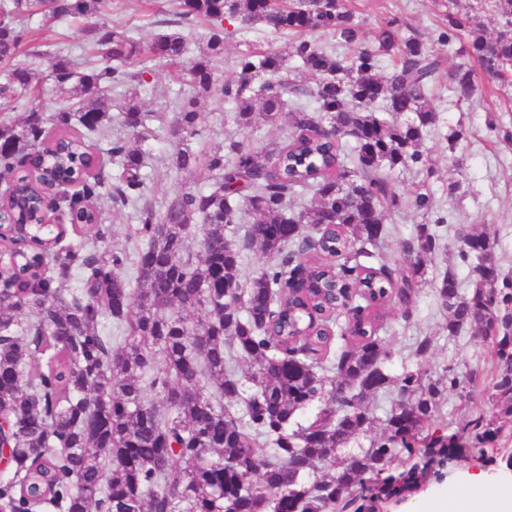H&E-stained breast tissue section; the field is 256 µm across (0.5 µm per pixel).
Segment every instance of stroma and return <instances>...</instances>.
I'll return each mask as SVG.
<instances>
[{"label":"stroma","mask_w":512,"mask_h":512,"mask_svg":"<svg viewBox=\"0 0 512 512\" xmlns=\"http://www.w3.org/2000/svg\"><path fill=\"white\" fill-rule=\"evenodd\" d=\"M363 21L365 34H373L385 18L396 16L421 36H428L440 26L448 9V0H353ZM106 18L114 26L130 30L143 42H150L163 29L172 15L168 0H153L143 7L140 0H112ZM286 36L264 27L241 30L227 38L224 54L215 58L214 68L219 78L234 75L232 59L239 51L258 48L269 52L282 49ZM146 69V83L138 95L146 110L154 112V138L144 144L146 190L156 206H164L177 193L205 187L206 182L189 175L169 171L168 163L175 149L174 140L166 133L171 118L169 100L183 93L171 67L157 60L142 62ZM440 114L438 131L430 133L426 145L430 149L435 175L431 186L440 208L452 211L458 222L476 225L489 233L493 253L504 276L512 278V144L503 140L502 131H512V86H501L496 81H482L472 100L455 104L449 96L436 100ZM201 109L206 114L202 134L194 139V149L233 138L249 145L284 144L288 140V121L276 124L261 123L253 129L238 128L233 121V107L215 99H204ZM462 131L456 144H449L446 135L450 129ZM458 182L455 196H448L449 182ZM96 205L102 222L109 229V243L113 249L125 251L128 264L127 278H134V260L138 242L131 231L136 225L131 208L116 206L105 197ZM445 319L436 305L431 288H423L417 299L411 322H404L398 305H391L382 331L393 359L388 365L391 374H400L410 361L409 343L412 337L433 335L435 345L422 368L439 371L455 366L459 373H467L475 366L485 365V347L480 339L461 334L448 339L441 329Z\"/></svg>","instance_id":"35a3bbf8"}]
</instances>
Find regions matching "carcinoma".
Segmentation results:
<instances>
[{"mask_svg": "<svg viewBox=\"0 0 512 512\" xmlns=\"http://www.w3.org/2000/svg\"><path fill=\"white\" fill-rule=\"evenodd\" d=\"M108 6L0 0V63L10 65L0 104L23 107L45 80L68 95L49 119L28 110L17 124L0 122V177L14 178L21 201L14 218L38 220L25 201L40 178L74 177L82 188L53 205L92 237H34L0 265V444L9 461L0 512H374L438 466L497 462L504 421L512 423V280L501 275L489 236L466 224L455 231L472 288H461L451 268L431 282L448 337L467 331L487 349L489 369L463 378L451 366L405 367L393 377V351L379 336L388 303L411 317L448 217L416 225L402 242L415 256L406 265L365 264L392 235L387 216L437 213L426 140L439 118L440 60L422 38L391 17L361 44L348 0H176L175 29L144 44L102 19ZM488 8L499 20L496 36L482 33L471 6L448 13L436 42L450 47L467 34L459 52L505 83L512 0H489ZM36 12L49 26L85 24L84 53L55 51L47 75L21 59ZM226 20L291 38L280 52H239L236 78L224 81L213 59L224 54ZM198 26L207 28L205 49L182 75L189 91L176 99L168 129L179 141L172 167L211 183L175 195L160 212L145 192L138 148L153 137L152 113L131 98L117 105L130 137L104 149L91 138L111 120L109 94L145 82L135 62H180ZM317 33L358 49L338 56ZM290 58L314 82L298 78ZM480 74L466 66L448 73L451 97L469 101ZM210 96L235 105L240 127L287 114L288 142L256 149L230 138L193 149ZM325 125L336 139L321 135ZM102 151L120 167L112 181L96 166ZM404 173L419 181L400 193L393 176ZM103 193L136 211L134 288L123 275L126 253L93 222L89 202ZM307 193L314 203L294 209ZM243 213L253 221L236 237L231 225ZM248 252L266 265L243 283ZM75 274L84 282L78 291L65 287ZM339 298L361 304L356 328L335 350ZM434 343L415 337L412 356L427 357ZM467 387L483 388L500 416L452 426L442 415L448 394ZM379 397L392 400L382 424L369 405ZM226 401L243 407L231 411Z\"/></svg>", "mask_w": 512, "mask_h": 512, "instance_id": "carcinoma-1", "label": "carcinoma"}]
</instances>
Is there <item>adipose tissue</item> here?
I'll use <instances>...</instances> for the list:
<instances>
[{
    "mask_svg": "<svg viewBox=\"0 0 512 512\" xmlns=\"http://www.w3.org/2000/svg\"><path fill=\"white\" fill-rule=\"evenodd\" d=\"M403 512H512V475L464 472L449 490L408 497Z\"/></svg>",
    "mask_w": 512,
    "mask_h": 512,
    "instance_id": "1",
    "label": "adipose tissue"
}]
</instances>
